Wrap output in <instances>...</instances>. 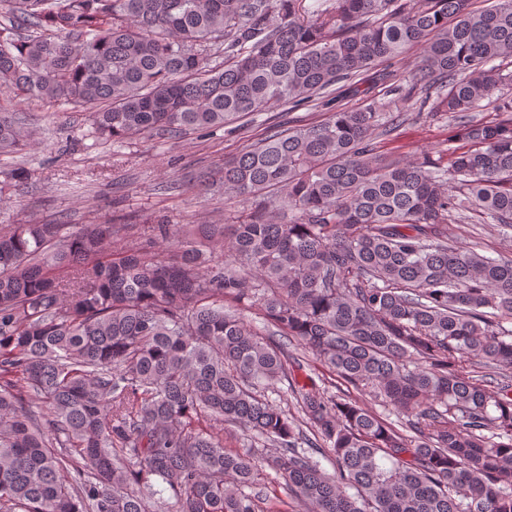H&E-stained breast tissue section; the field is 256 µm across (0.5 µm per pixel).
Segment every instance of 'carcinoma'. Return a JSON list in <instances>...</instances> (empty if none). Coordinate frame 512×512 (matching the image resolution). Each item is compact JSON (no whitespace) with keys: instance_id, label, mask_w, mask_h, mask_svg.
<instances>
[{"instance_id":"cac0c4a2","label":"carcinoma","mask_w":512,"mask_h":512,"mask_svg":"<svg viewBox=\"0 0 512 512\" xmlns=\"http://www.w3.org/2000/svg\"><path fill=\"white\" fill-rule=\"evenodd\" d=\"M471 2L0 0V88L90 110L100 140L330 107L224 161L219 188L263 201L235 224L0 231V512H258L267 467L306 512H512V257L455 233L512 232V0ZM484 102L445 166L380 150L411 109ZM31 140L0 111V156ZM286 340L337 378L291 382L304 428L264 395ZM459 245L465 246L472 240L473 231L477 233L474 235L480 241L482 246L480 252L486 256L496 258L499 255L512 256V237L503 235L498 225L491 221H486L483 224H461Z\"/></svg>"}]
</instances>
